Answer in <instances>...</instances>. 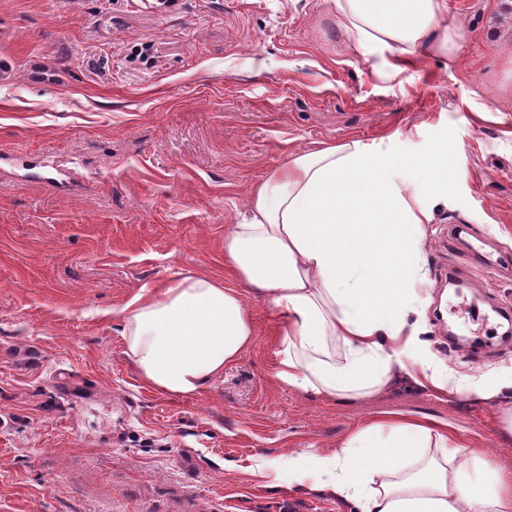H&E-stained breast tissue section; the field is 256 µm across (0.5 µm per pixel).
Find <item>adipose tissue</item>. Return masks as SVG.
<instances>
[{"mask_svg":"<svg viewBox=\"0 0 512 512\" xmlns=\"http://www.w3.org/2000/svg\"><path fill=\"white\" fill-rule=\"evenodd\" d=\"M331 2L356 52L388 54L391 74L457 58L447 0ZM453 175L441 141L423 156L358 140L289 153L224 235L232 281L181 274L123 308L125 352L140 378L164 393H202L253 343L251 296L282 320L277 377L288 387L369 396L404 374L460 391L463 381L433 360L407 319L424 306L418 261L433 220L424 199ZM431 444L441 459H425ZM288 466L299 481L327 479L359 512H512V474L462 453L434 423L377 417L336 450H310Z\"/></svg>","mask_w":512,"mask_h":512,"instance_id":"adipose-tissue-1","label":"adipose tissue"}]
</instances>
